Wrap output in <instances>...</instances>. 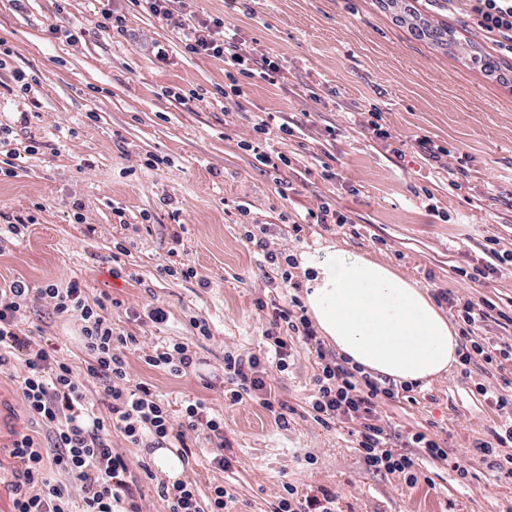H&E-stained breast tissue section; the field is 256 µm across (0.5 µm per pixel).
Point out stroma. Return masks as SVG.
<instances>
[{
	"label": "stroma",
	"instance_id": "35a3bbf8",
	"mask_svg": "<svg viewBox=\"0 0 512 512\" xmlns=\"http://www.w3.org/2000/svg\"><path fill=\"white\" fill-rule=\"evenodd\" d=\"M123 31L102 28L97 0H0V226L19 214L35 222L25 237L0 241V284L32 287L78 278L88 298L108 297L107 313L138 342L126 349L132 381L151 384L172 409L204 399L224 413L229 470L202 453L186 466L199 488L224 484L228 512H275L284 483L335 492L339 512H512V480L474 455L502 419L477 390L512 381V367L462 373L452 365L431 382L382 405L383 425L404 445L408 434L440 435L450 458L468 463L460 478L447 461L412 449L420 479L410 486L370 471L342 424L324 427L308 400L315 357L297 347L272 385L291 412L277 428L252 401L228 408L219 388L224 353H255L267 314L287 289L245 240L263 226L268 250L301 255L336 246L384 262L420 288L435 285L464 298L512 309V268L478 285L460 276L486 262L488 239L512 250V57L480 40L465 4L444 0H183L185 13L220 17L257 54L278 57L277 85L254 78L241 97L224 96V63L192 57L161 21L130 0H112ZM412 11L451 27L462 44L496 55L500 76L480 62L418 39L398 15ZM38 77L19 89L16 73ZM197 91L194 101L183 94ZM381 112L405 143L395 154L363 129ZM294 127L284 144L291 164L273 171L239 147L257 112ZM450 149L461 163L458 187L418 154L417 138ZM165 165L146 168L150 156ZM334 176L325 178L323 165ZM329 202L354 231L307 228L294 241L293 219ZM448 212L441 221L438 211ZM82 212L84 223L74 214ZM128 250L112 274L115 244ZM191 264L192 279L160 275L159 265ZM162 305L167 323L140 326L125 311ZM210 325L198 336L192 318ZM25 329L48 343L80 346L78 320L29 314ZM188 343L201 365L180 377L144 357L169 340Z\"/></svg>",
	"mask_w": 512,
	"mask_h": 512
}]
</instances>
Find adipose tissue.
<instances>
[{
	"mask_svg": "<svg viewBox=\"0 0 512 512\" xmlns=\"http://www.w3.org/2000/svg\"><path fill=\"white\" fill-rule=\"evenodd\" d=\"M305 304L352 363L397 382L430 380L458 360V338L429 294L390 266L326 247L303 255Z\"/></svg>",
	"mask_w": 512,
	"mask_h": 512,
	"instance_id": "adipose-tissue-1",
	"label": "adipose tissue"
}]
</instances>
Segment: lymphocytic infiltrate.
Returning a JSON list of instances; mask_svg holds the SVG:
<instances>
[{"label": "lymphocytic infiltrate", "instance_id": "1", "mask_svg": "<svg viewBox=\"0 0 512 512\" xmlns=\"http://www.w3.org/2000/svg\"><path fill=\"white\" fill-rule=\"evenodd\" d=\"M149 12L174 32L189 56L223 60L224 95L240 96L241 79L259 77L277 84L282 68L278 58L255 56L236 38L226 36L221 18H192L181 13L176 0H144ZM467 17L472 27L501 53L512 55V0H467ZM281 136L293 135L288 124L276 123L273 113H256L242 150L254 152L270 169L290 166L287 154L267 148L271 128ZM282 287L291 295L287 303L272 305L264 331L266 349L259 354L224 355V403L235 406L251 400L263 408L279 428H287L288 407L278 400L270 382L271 373H285L291 365L294 342L303 343L317 358L318 372L309 407L314 419L324 425L352 424L357 448L366 465L375 472L395 474L406 484L418 481L414 460L390 445V437L379 422L380 403L398 398L393 385L376 377L347 357L327 354L298 295L299 282L292 274L293 256L283 259ZM437 304L456 311L463 339L458 349L460 365L481 358L491 368L512 363V345L488 350L476 339V332L493 308L486 298L460 301L445 288L434 289ZM45 303L50 317L81 321L83 372H75L62 347H44L23 322L35 304ZM103 300H88L79 280L66 287L48 283L38 288L16 280L0 286V367L11 354L22 360L14 378L29 417L43 432L42 438L21 436L13 452L25 468L16 487L14 512H143L138 480L122 454L112 448L113 434L138 448L170 446L181 457L191 452V436L202 437L211 464L229 470L224 455V415L209 403L187 402L181 414H173L149 384L132 383L125 350L135 343L133 334L115 328L104 314ZM144 361L150 367L174 376L186 374L194 364L188 344L169 342L154 347ZM106 407L95 415V404ZM157 495L163 512H225L229 493L224 486L201 492L197 484L177 482L160 485ZM276 512H336V495L325 488L301 492L284 484Z\"/></svg>", "mask_w": 512, "mask_h": 512}]
</instances>
